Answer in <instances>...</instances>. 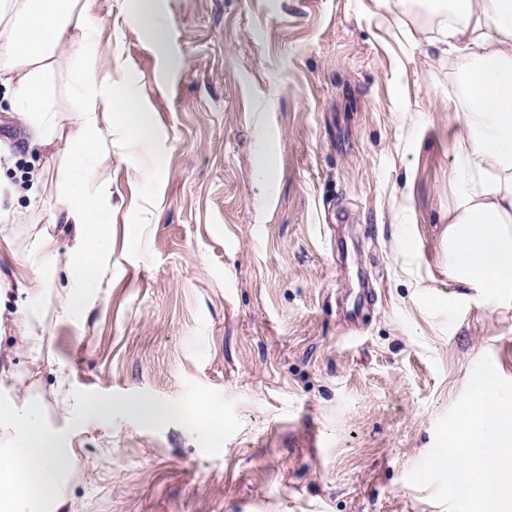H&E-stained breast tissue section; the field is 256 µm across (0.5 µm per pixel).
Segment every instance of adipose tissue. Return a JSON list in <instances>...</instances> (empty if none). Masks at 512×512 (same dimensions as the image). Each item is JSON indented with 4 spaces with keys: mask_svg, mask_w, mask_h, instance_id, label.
I'll list each match as a JSON object with an SVG mask.
<instances>
[{
    "mask_svg": "<svg viewBox=\"0 0 512 512\" xmlns=\"http://www.w3.org/2000/svg\"><path fill=\"white\" fill-rule=\"evenodd\" d=\"M439 21L428 55L459 63L466 90L456 165L455 201L448 212V267L457 283L512 288V0H423ZM102 54L97 25L84 0H0V86L9 107L40 150L62 149L66 172L53 223L69 225L73 243L60 253L51 229L35 241L42 262L30 278L26 261L0 276V311L11 310L17 336L0 346V512H58L74 470L68 432L50 421L43 402L22 388L14 360L41 352L46 336L39 314L48 288L58 291L61 314L81 317L98 292L112 243V205L102 175L106 160L99 119L118 111L131 146L148 149L152 114L135 96L98 75ZM83 72L72 87V130L60 139L50 104L51 76L63 58Z\"/></svg>",
    "mask_w": 512,
    "mask_h": 512,
    "instance_id": "1",
    "label": "adipose tissue"
}]
</instances>
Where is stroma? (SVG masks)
I'll return each instance as SVG.
<instances>
[{
	"instance_id": "35a3bbf8",
	"label": "stroma",
	"mask_w": 512,
	"mask_h": 512,
	"mask_svg": "<svg viewBox=\"0 0 512 512\" xmlns=\"http://www.w3.org/2000/svg\"><path fill=\"white\" fill-rule=\"evenodd\" d=\"M88 7L119 59L101 72L157 133L137 152L102 115L103 284L78 319L48 294L50 346L16 360L47 406L58 387L115 405L70 425L67 512H443L408 476L482 357L512 381V288L448 274L463 97L456 63L424 52L435 19L394 0H161L160 45L125 0ZM27 138L1 108L10 177L42 169L38 206L4 224L20 260L46 226L70 241L50 223L63 155ZM142 398L170 416H129ZM202 404L222 438L195 431Z\"/></svg>"
}]
</instances>
